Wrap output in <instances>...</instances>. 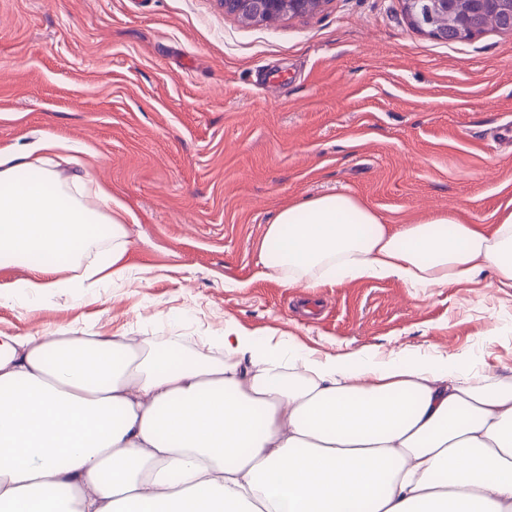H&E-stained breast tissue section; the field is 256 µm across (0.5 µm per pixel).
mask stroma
Masks as SVG:
<instances>
[{"instance_id":"35a3bbf8","label":"stroma","mask_w":512,"mask_h":512,"mask_svg":"<svg viewBox=\"0 0 512 512\" xmlns=\"http://www.w3.org/2000/svg\"><path fill=\"white\" fill-rule=\"evenodd\" d=\"M512 33L448 43L402 0H330L244 24L218 0H0V151L54 136L137 218L95 302L0 299V330L147 331L183 352L227 323L313 357L466 353L512 383V288L493 274L287 288L258 258L309 196L354 195L392 225L454 210L492 229L512 200Z\"/></svg>"}]
</instances>
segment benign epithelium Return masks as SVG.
Masks as SVG:
<instances>
[{"label":"benign epithelium","instance_id":"1","mask_svg":"<svg viewBox=\"0 0 512 512\" xmlns=\"http://www.w3.org/2000/svg\"><path fill=\"white\" fill-rule=\"evenodd\" d=\"M329 0H222L224 12L250 23L319 11ZM410 24L445 42H464L487 29L491 14L498 29L512 33V0H403Z\"/></svg>","mask_w":512,"mask_h":512}]
</instances>
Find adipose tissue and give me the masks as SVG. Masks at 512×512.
Instances as JSON below:
<instances>
[{
  "label": "adipose tissue",
  "instance_id": "1",
  "mask_svg": "<svg viewBox=\"0 0 512 512\" xmlns=\"http://www.w3.org/2000/svg\"><path fill=\"white\" fill-rule=\"evenodd\" d=\"M134 219L89 173L0 153V265L26 270L12 295L94 299L124 277ZM259 258L286 286L445 288L489 270L512 288V201L488 233L453 210L394 227L358 197L310 196L278 211ZM211 341L220 356L0 331V512H512V387L469 355L321 360L233 323Z\"/></svg>",
  "mask_w": 512,
  "mask_h": 512
}]
</instances>
